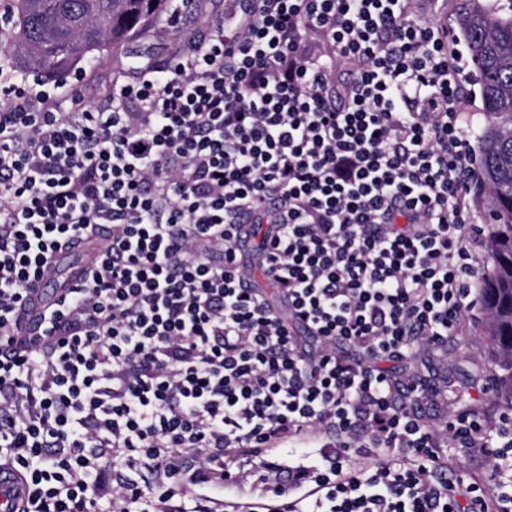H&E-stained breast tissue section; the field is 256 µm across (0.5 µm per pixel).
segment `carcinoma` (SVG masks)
<instances>
[{
	"label": "carcinoma",
	"mask_w": 512,
	"mask_h": 512,
	"mask_svg": "<svg viewBox=\"0 0 512 512\" xmlns=\"http://www.w3.org/2000/svg\"><path fill=\"white\" fill-rule=\"evenodd\" d=\"M457 0L454 39L480 88L484 124L476 136L473 199L488 221L492 265L481 276L488 335L512 399V0ZM171 0H9L0 32L17 56L51 72L99 60L146 19L164 20Z\"/></svg>",
	"instance_id": "1"
}]
</instances>
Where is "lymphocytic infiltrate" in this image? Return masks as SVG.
<instances>
[{
    "label": "lymphocytic infiltrate",
    "instance_id": "1",
    "mask_svg": "<svg viewBox=\"0 0 512 512\" xmlns=\"http://www.w3.org/2000/svg\"><path fill=\"white\" fill-rule=\"evenodd\" d=\"M230 2L100 105L78 73L57 97L0 72V466L22 512H199L226 461L271 470L319 430L336 446L296 485L224 512H512V413L434 429L433 387L376 364L483 306L460 55L420 0ZM249 224L271 297L241 270ZM103 230L38 299L49 258ZM446 439L498 461L495 496L448 479Z\"/></svg>",
    "mask_w": 512,
    "mask_h": 512
}]
</instances>
